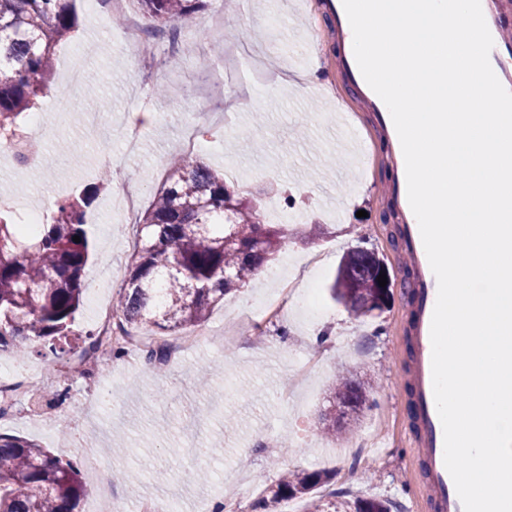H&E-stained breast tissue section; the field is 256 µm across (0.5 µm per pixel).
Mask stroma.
<instances>
[{
	"mask_svg": "<svg viewBox=\"0 0 512 512\" xmlns=\"http://www.w3.org/2000/svg\"><path fill=\"white\" fill-rule=\"evenodd\" d=\"M74 9L77 36L57 47L51 90L40 108L42 150L31 170L0 158V202L28 199L50 212L58 196L95 186L102 169L112 170L113 184L86 212L93 254L71 335L52 350L30 344L22 360L9 350L0 355L29 385L50 390L38 410L31 397L19 399L18 415L0 421V433L80 461L85 492L76 512H102L114 501L138 512L140 500L160 494L177 499L182 512H198L197 485L180 477L187 468L211 472L214 500L231 499L253 512L254 502L294 467L327 473L324 493L339 492L341 499L379 497L403 512H428L408 412L406 260L383 221L395 203L393 166L366 101L344 76L342 31L326 0H208L181 30L178 63L147 81L134 49L119 47L120 29L83 0ZM160 85L165 95L157 94ZM218 100L226 134L200 154L229 183L257 194L262 209L291 201L299 218L284 226L280 259L211 310L203 327L213 335L223 334L226 323L243 322L224 347L190 350L160 368L148 363L146 350L133 348L103 372H69L90 343L98 302L119 293L121 282L108 276L106 265L127 271L125 226L107 209L120 179L139 186V207L147 209L168 161L181 152V138L210 119ZM134 112L153 113L154 121L144 127L138 153L128 157L122 133ZM63 140L73 151H58ZM310 224L323 227L313 244L302 239ZM359 245L375 248L392 288L383 311L357 319L328 287L342 256ZM290 277L298 292L281 319L255 323L260 301ZM321 329L328 340L313 342ZM358 334L364 354L339 349V339ZM343 369L371 385L348 437L349 445L366 449L358 460L337 455L338 441L323 433L321 415ZM47 419L53 431L42 430ZM275 441L278 452L268 454L264 443ZM106 471L115 478L98 488L91 476Z\"/></svg>",
	"mask_w": 512,
	"mask_h": 512,
	"instance_id": "1",
	"label": "stroma"
}]
</instances>
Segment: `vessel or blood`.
I'll return each mask as SVG.
<instances>
[{"label":"vessel or blood","instance_id":"b4317fda","mask_svg":"<svg viewBox=\"0 0 512 512\" xmlns=\"http://www.w3.org/2000/svg\"><path fill=\"white\" fill-rule=\"evenodd\" d=\"M481 6L494 40L490 53L491 66L503 86L512 91V57L506 55V44L500 33L501 21L512 9V0H481ZM401 208L403 229L408 241L405 257L416 272L411 289L415 296L413 338L417 354L411 368V383L419 422L415 446L427 473L425 496L433 512H464L444 464L443 427L433 396L430 326L437 298V280L429 265L419 226L409 203H402Z\"/></svg>","mask_w":512,"mask_h":512}]
</instances>
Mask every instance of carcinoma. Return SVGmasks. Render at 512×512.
<instances>
[{
	"label": "carcinoma",
	"mask_w": 512,
	"mask_h": 512,
	"mask_svg": "<svg viewBox=\"0 0 512 512\" xmlns=\"http://www.w3.org/2000/svg\"><path fill=\"white\" fill-rule=\"evenodd\" d=\"M130 2L161 28L192 24L206 7V0ZM76 31L73 0H0V131L26 133L28 114L48 94L55 46ZM88 203L85 196L58 200L50 220L31 233L0 207V346L21 360L28 343L66 336L82 303ZM137 232L139 245L116 310L122 324L148 327L155 336L204 323L224 296L275 260L285 239L282 225L264 223L257 200L190 156L169 162ZM385 273L377 252L353 249L341 259L330 295L357 318L381 311L392 287L379 286ZM368 400V386L359 379L335 381L324 413L327 434L347 435ZM329 479L297 467L257 507L271 512L281 500L307 497L310 512H397L383 499L338 504L311 497ZM83 493L77 463L31 440L0 434V512H74Z\"/></svg>",
	"instance_id": "obj_1"
}]
</instances>
